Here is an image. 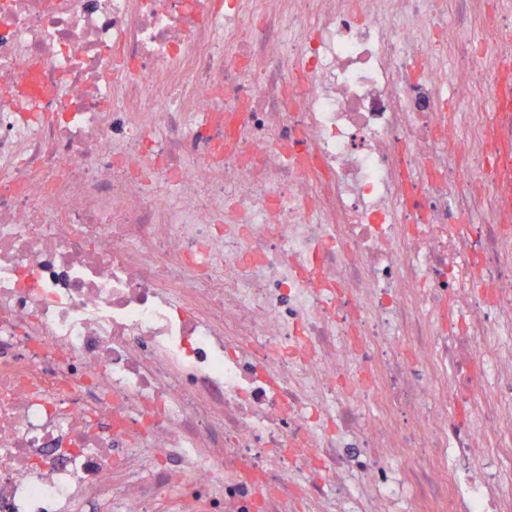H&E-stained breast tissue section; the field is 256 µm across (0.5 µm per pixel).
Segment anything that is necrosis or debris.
<instances>
[{"label":"necrosis or debris","mask_w":512,"mask_h":512,"mask_svg":"<svg viewBox=\"0 0 512 512\" xmlns=\"http://www.w3.org/2000/svg\"><path fill=\"white\" fill-rule=\"evenodd\" d=\"M508 61L491 0H0V512H512ZM494 165L498 172L500 187L508 192L509 201L512 202V148L504 147L494 154Z\"/></svg>","instance_id":"4bbe7bcc"}]
</instances>
